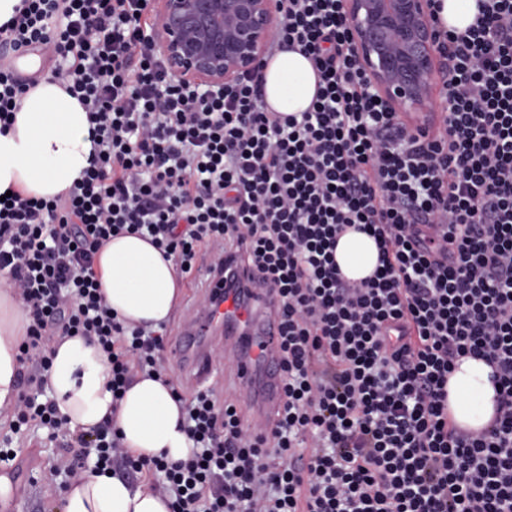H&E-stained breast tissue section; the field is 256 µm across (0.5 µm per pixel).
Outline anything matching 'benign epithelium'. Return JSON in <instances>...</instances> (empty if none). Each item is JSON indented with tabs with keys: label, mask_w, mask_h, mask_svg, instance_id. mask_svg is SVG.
I'll list each match as a JSON object with an SVG mask.
<instances>
[{
	"label": "benign epithelium",
	"mask_w": 512,
	"mask_h": 512,
	"mask_svg": "<svg viewBox=\"0 0 512 512\" xmlns=\"http://www.w3.org/2000/svg\"><path fill=\"white\" fill-rule=\"evenodd\" d=\"M434 0H344L362 68L394 112H432L441 73ZM157 48L181 82L222 89L252 71L272 40L277 0H153Z\"/></svg>",
	"instance_id": "benign-epithelium-1"
}]
</instances>
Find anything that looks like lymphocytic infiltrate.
<instances>
[{"label": "lymphocytic infiltrate", "mask_w": 512, "mask_h": 512, "mask_svg": "<svg viewBox=\"0 0 512 512\" xmlns=\"http://www.w3.org/2000/svg\"><path fill=\"white\" fill-rule=\"evenodd\" d=\"M150 0H24L0 43L57 61L87 110L94 153L50 201L0 200V276L31 319L25 386L9 428L63 439L68 471L148 477L170 512H512V0H478L462 33L438 28L444 128L408 130L371 88L342 0H280L271 50L300 48L319 82L309 109L269 111L261 72L224 92L186 85L151 35ZM373 236L379 265L351 281L336 240ZM127 231L179 272L225 254L277 297L284 402L246 427L213 389L185 401L191 454L133 457L110 421L74 433L48 386L52 345L80 335L112 363V397L135 373L168 378L164 336L124 327L95 256ZM465 356L493 372L495 417H448Z\"/></svg>", "instance_id": "f902f5d3"}]
</instances>
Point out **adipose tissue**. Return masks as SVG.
<instances>
[{
	"mask_svg": "<svg viewBox=\"0 0 512 512\" xmlns=\"http://www.w3.org/2000/svg\"><path fill=\"white\" fill-rule=\"evenodd\" d=\"M263 91L273 112L307 110L317 92V75L299 51L285 49L268 58ZM88 114L63 82L44 77L22 95L14 123L0 132V196L50 200L65 194L90 165L93 143ZM336 263L345 278L360 280L376 266L374 238L347 230L340 235ZM95 271L106 302L128 326L166 322L181 296L174 260L142 237L111 238L96 256ZM30 320L20 300L0 288V410L17 389L18 347ZM492 369L484 360L461 358L448 377V413L455 424L478 432L495 415ZM112 367L100 346L86 338L63 339L52 356L50 384L58 412L71 430L89 432L111 419L125 447L136 456L187 458L190 442L182 431L183 405L163 381L137 376L122 399L112 398ZM60 512H169L147 484L132 485L107 474H85L64 494Z\"/></svg>",
	"mask_w": 512,
	"mask_h": 512,
	"instance_id": "obj_1",
	"label": "adipose tissue"
}]
</instances>
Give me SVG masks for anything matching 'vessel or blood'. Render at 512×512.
I'll list each match as a JSON object with an SVG mask.
<instances>
[{
    "label": "vessel or blood",
    "mask_w": 512,
    "mask_h": 512,
    "mask_svg": "<svg viewBox=\"0 0 512 512\" xmlns=\"http://www.w3.org/2000/svg\"><path fill=\"white\" fill-rule=\"evenodd\" d=\"M216 262L212 256L203 264L204 293L183 317L170 352L189 385L199 386L213 377V350L221 348L232 364L233 383L245 397L250 424L263 426L283 404L275 296L254 280H241L236 290L219 287Z\"/></svg>",
    "instance_id": "1"
}]
</instances>
